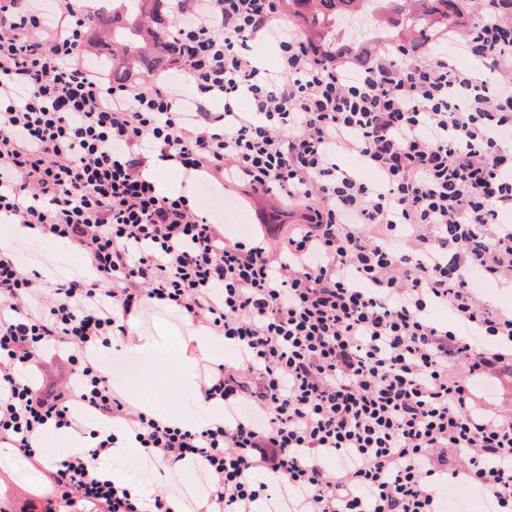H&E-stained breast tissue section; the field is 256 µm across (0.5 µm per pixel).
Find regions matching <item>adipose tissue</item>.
Returning <instances> with one entry per match:
<instances>
[{
  "label": "adipose tissue",
  "mask_w": 512,
  "mask_h": 512,
  "mask_svg": "<svg viewBox=\"0 0 512 512\" xmlns=\"http://www.w3.org/2000/svg\"><path fill=\"white\" fill-rule=\"evenodd\" d=\"M125 323L128 334L119 338V345L149 366H168L172 372L169 389L174 395L170 401L149 397L135 392L128 382L113 379V389L132 409L159 425L189 431L223 423L224 403L218 398H205L199 374L200 367L223 364V334L187 314L166 309L155 316L152 324H145L136 310Z\"/></svg>",
  "instance_id": "ef3b65f1"
}]
</instances>
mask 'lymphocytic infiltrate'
Here are the masks:
<instances>
[{"instance_id": "lymphocytic-infiltrate-1", "label": "lymphocytic infiltrate", "mask_w": 512, "mask_h": 512, "mask_svg": "<svg viewBox=\"0 0 512 512\" xmlns=\"http://www.w3.org/2000/svg\"><path fill=\"white\" fill-rule=\"evenodd\" d=\"M0 0V221L65 240L91 277L0 256V442L27 458L47 425L106 421L56 486L89 512H171L100 479L118 432L170 468L201 465L209 512H440L441 486L476 487L512 512V413L483 396L512 363V312L481 303L478 270L512 288V0H485L461 42L492 81L447 58L384 50L355 76L297 30L276 69L251 47L281 0H172L178 80L112 86L80 56L86 16L65 0ZM196 90L186 97L181 84ZM224 105L222 113L209 102ZM212 183L296 203L278 247L229 242L185 196L157 195L150 154ZM374 171L366 181L339 154ZM143 300L223 332L240 361L210 373L224 422L195 432L133 413L89 356L125 335ZM455 313L456 333L430 317ZM498 346L485 348L484 338ZM68 351V383L35 384L39 353ZM350 460L326 469V458Z\"/></svg>"}]
</instances>
